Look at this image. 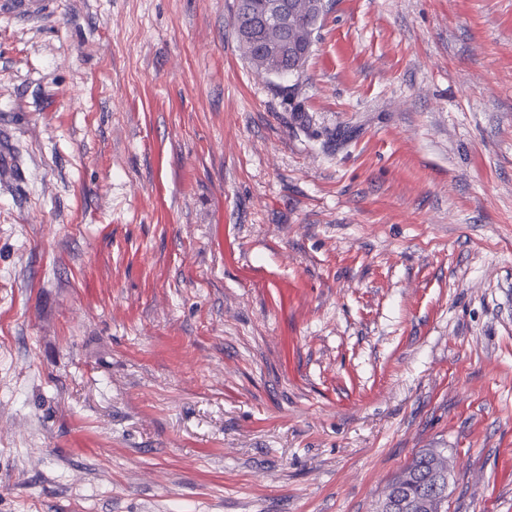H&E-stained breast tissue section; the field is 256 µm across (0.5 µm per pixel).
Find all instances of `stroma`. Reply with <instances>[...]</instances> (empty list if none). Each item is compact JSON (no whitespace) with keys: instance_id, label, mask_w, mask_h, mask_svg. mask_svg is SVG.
<instances>
[{"instance_id":"obj_1","label":"stroma","mask_w":512,"mask_h":512,"mask_svg":"<svg viewBox=\"0 0 512 512\" xmlns=\"http://www.w3.org/2000/svg\"><path fill=\"white\" fill-rule=\"evenodd\" d=\"M0 0V512H512V0ZM286 1L265 0L262 10L256 15L253 27L240 37L242 40L258 41L261 47L258 61L264 66H273L289 47H293L292 43L285 39L284 33L290 24L295 8L294 4L289 5L288 2L287 5ZM237 39L240 43V39L238 37ZM240 48L245 58L253 66L251 51L243 45ZM434 454V450L419 453L404 471L393 480L392 483L396 482L401 475L410 472V480L398 489L399 494L404 499L412 498L414 500L430 487L434 479Z\"/></svg>"}]
</instances>
